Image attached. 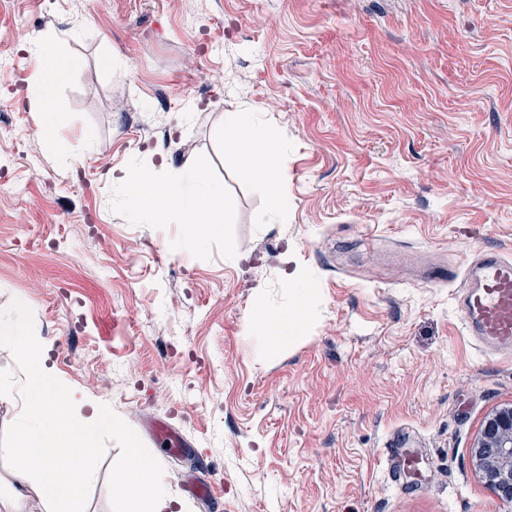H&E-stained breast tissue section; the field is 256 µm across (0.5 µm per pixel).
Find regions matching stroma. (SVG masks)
Masks as SVG:
<instances>
[{"label": "stroma", "mask_w": 512, "mask_h": 512, "mask_svg": "<svg viewBox=\"0 0 512 512\" xmlns=\"http://www.w3.org/2000/svg\"><path fill=\"white\" fill-rule=\"evenodd\" d=\"M48 34L79 62L51 148L26 52ZM0 56V308L31 310L55 378L136 431L184 512H512L470 460L512 359L456 304L466 257L512 256V0H0ZM248 106L284 220L225 145ZM164 162L223 185L218 230L186 240L112 182ZM297 270L301 336L263 350L246 321L289 307ZM24 379L0 346V432ZM398 428L418 480L390 479ZM1 494L45 512L0 460ZM153 433L169 450L174 452L182 451L187 446L185 440L176 432L169 423L160 421L154 424Z\"/></svg>", "instance_id": "1"}]
</instances>
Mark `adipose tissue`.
Returning <instances> with one entry per match:
<instances>
[{
    "instance_id": "ef3b65f1",
    "label": "adipose tissue",
    "mask_w": 512,
    "mask_h": 512,
    "mask_svg": "<svg viewBox=\"0 0 512 512\" xmlns=\"http://www.w3.org/2000/svg\"><path fill=\"white\" fill-rule=\"evenodd\" d=\"M29 59L35 73L31 103L41 114L45 135L50 136L61 121L55 107L56 87L77 62L65 57L52 37L31 45ZM224 129L241 159L244 175L268 190L273 216L286 219L288 174L270 127L259 122L255 112L240 110L225 113ZM127 199L132 209H147L157 224L175 218L182 224L215 230L224 221V188L212 183L199 168L153 167L141 171ZM309 300L308 290L297 288L292 309L257 311L249 322L251 335L270 347L294 340ZM113 484L125 500L127 512H176V501L163 486L157 461L135 439L127 441L126 463L114 473Z\"/></svg>"
}]
</instances>
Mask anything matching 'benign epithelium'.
<instances>
[{
    "label": "benign epithelium",
    "mask_w": 512,
    "mask_h": 512,
    "mask_svg": "<svg viewBox=\"0 0 512 512\" xmlns=\"http://www.w3.org/2000/svg\"><path fill=\"white\" fill-rule=\"evenodd\" d=\"M472 466L481 481L512 503V405L488 415L474 439Z\"/></svg>",
    "instance_id": "1"
}]
</instances>
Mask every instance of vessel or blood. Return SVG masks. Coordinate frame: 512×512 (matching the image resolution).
<instances>
[{
    "label": "vessel or blood",
    "instance_id": "obj_1",
    "mask_svg": "<svg viewBox=\"0 0 512 512\" xmlns=\"http://www.w3.org/2000/svg\"><path fill=\"white\" fill-rule=\"evenodd\" d=\"M464 288L457 300L458 311L469 335L477 337L499 355L512 356V258L489 248L468 258L464 265ZM153 433L171 451H182L186 442L169 423H155ZM408 431L393 432L387 440L389 474L399 478L412 466L406 447Z\"/></svg>",
    "mask_w": 512,
    "mask_h": 512
}]
</instances>
